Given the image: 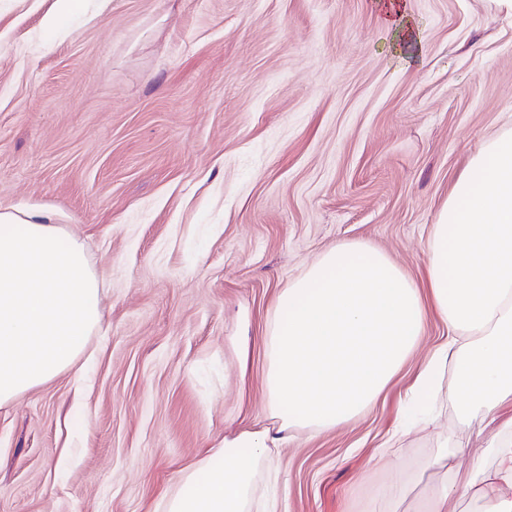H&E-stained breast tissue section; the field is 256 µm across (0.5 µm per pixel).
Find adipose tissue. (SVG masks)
Here are the masks:
<instances>
[{"label":"adipose tissue","instance_id":"ef3b65f1","mask_svg":"<svg viewBox=\"0 0 512 512\" xmlns=\"http://www.w3.org/2000/svg\"><path fill=\"white\" fill-rule=\"evenodd\" d=\"M417 283L359 240L322 252L279 291L263 327L264 394L276 429L226 435L184 470L159 512H278L274 450L362 416L435 316L446 335L404 394L403 427L428 428L441 401L477 410L490 434L473 452L438 434L416 469L379 457L354 512H512V119L483 136L427 228ZM102 323L101 277L83 244L40 208L0 206V406L74 370Z\"/></svg>","mask_w":512,"mask_h":512}]
</instances>
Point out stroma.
<instances>
[{"label": "stroma", "mask_w": 512, "mask_h": 512, "mask_svg": "<svg viewBox=\"0 0 512 512\" xmlns=\"http://www.w3.org/2000/svg\"><path fill=\"white\" fill-rule=\"evenodd\" d=\"M0 0V206H42L102 278L83 373L0 407V512H154L225 434L266 422L262 329L327 248L365 240L422 280L425 232L468 154L512 116V19L406 0ZM249 369L239 380L236 337ZM412 354L356 421L277 450L285 512H351L395 436ZM83 2V0H55L54 7L42 18L44 30L51 32L59 29L74 14L83 11ZM377 6L385 16L387 22L400 23L395 32V37H397L396 45L400 43L399 47H397V52L402 53L405 50L408 51V55H411V51L417 46L419 39L414 25L406 16L405 1L378 0Z\"/></svg>", "instance_id": "35a3bbf8"}]
</instances>
